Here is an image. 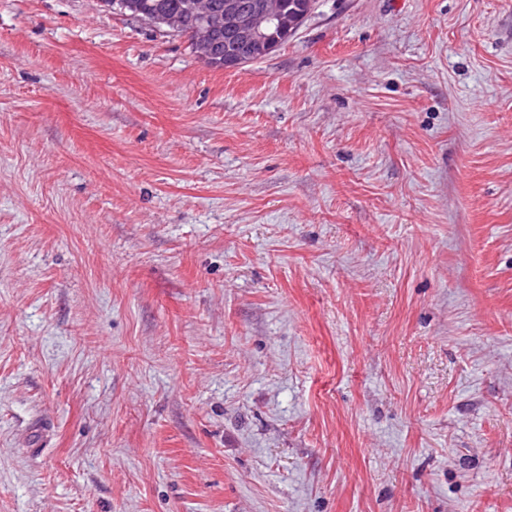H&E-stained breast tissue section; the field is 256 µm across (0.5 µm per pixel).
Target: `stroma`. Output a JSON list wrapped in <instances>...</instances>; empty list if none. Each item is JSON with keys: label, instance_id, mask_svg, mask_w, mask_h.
<instances>
[{"label": "stroma", "instance_id": "35a3bbf8", "mask_svg": "<svg viewBox=\"0 0 512 512\" xmlns=\"http://www.w3.org/2000/svg\"><path fill=\"white\" fill-rule=\"evenodd\" d=\"M0 512H512V0H0ZM186 0H126L124 13L155 25L161 23L175 32L190 36L199 57L207 64L218 60L225 70L237 69L252 60V53L261 50L270 54L294 34L302 24L303 14L290 7L303 10L306 0H190L188 14H165L182 10ZM287 1V2H286ZM224 9V10H223ZM148 10V11H146ZM151 11V12H150ZM159 13V14H155ZM194 22L190 28L187 19ZM224 33L219 55L220 35ZM250 49L249 52L245 51Z\"/></svg>", "mask_w": 512, "mask_h": 512}]
</instances>
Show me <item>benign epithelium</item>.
<instances>
[{
	"instance_id": "obj_1",
	"label": "benign epithelium",
	"mask_w": 512,
	"mask_h": 512,
	"mask_svg": "<svg viewBox=\"0 0 512 512\" xmlns=\"http://www.w3.org/2000/svg\"><path fill=\"white\" fill-rule=\"evenodd\" d=\"M303 14L289 8L286 0H224L218 10L212 0H189L188 13L159 15L144 12L141 20L161 23L175 32L190 36L199 57L224 69H237L252 60L260 50L270 54L294 34L302 24ZM224 53H219V43Z\"/></svg>"
}]
</instances>
